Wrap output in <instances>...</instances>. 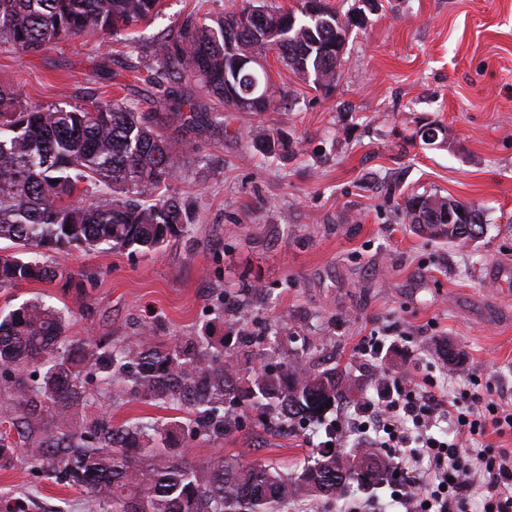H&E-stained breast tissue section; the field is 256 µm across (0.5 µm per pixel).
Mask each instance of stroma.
Instances as JSON below:
<instances>
[{
    "label": "stroma",
    "mask_w": 512,
    "mask_h": 512,
    "mask_svg": "<svg viewBox=\"0 0 512 512\" xmlns=\"http://www.w3.org/2000/svg\"><path fill=\"white\" fill-rule=\"evenodd\" d=\"M232 0H163L123 37H80L38 53L0 43V86L33 104L92 105L125 100L154 113L164 134L190 146L168 194L190 209L186 234L158 252L71 249L46 255L74 271L72 281L0 288V310L41 297L68 313L69 335L121 345L151 326L156 343L231 335L246 313L252 331L278 324L289 339L245 364L244 375L303 352L314 369L338 368L358 384L359 402L377 397L381 374L446 381L441 356L452 344L471 373L512 395V0H373L352 28L330 94L316 92L275 55L266 66L286 94L275 112L225 111L220 127L172 120L144 76L157 42L189 13L216 18ZM442 125L428 146L415 131ZM274 133L287 146L268 157L251 138ZM439 194L480 209L484 234L474 244L415 233L407 197ZM385 344L379 357L371 337ZM87 414L113 423L161 425L172 405L129 399L84 378ZM327 412L322 426L265 429L246 411L227 436L187 440L199 462L235 457L282 472L300 470L326 441V425L353 412ZM374 495L379 512H400L391 487H354L326 504L305 497L284 512H345ZM14 512H101L80 489L47 480L16 452L0 469V506Z\"/></svg>",
    "instance_id": "stroma-1"
}]
</instances>
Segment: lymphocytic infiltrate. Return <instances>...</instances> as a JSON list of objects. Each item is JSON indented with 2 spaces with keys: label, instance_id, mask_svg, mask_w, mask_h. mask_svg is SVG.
<instances>
[{
  "label": "lymphocytic infiltrate",
  "instance_id": "obj_1",
  "mask_svg": "<svg viewBox=\"0 0 512 512\" xmlns=\"http://www.w3.org/2000/svg\"><path fill=\"white\" fill-rule=\"evenodd\" d=\"M454 424L452 437H436L438 419ZM363 435L376 448L398 449L401 477L395 488L404 512H463L474 490L485 495L484 512H512V448H484L465 462L462 450L475 437L512 434V399L476 392L456 398L435 384L385 379L379 399L357 407L337 439Z\"/></svg>",
  "mask_w": 512,
  "mask_h": 512
}]
</instances>
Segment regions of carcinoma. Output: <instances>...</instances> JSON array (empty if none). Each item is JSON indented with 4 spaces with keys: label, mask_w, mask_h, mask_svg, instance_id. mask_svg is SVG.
Here are the masks:
<instances>
[{
    "label": "carcinoma",
    "mask_w": 512,
    "mask_h": 512,
    "mask_svg": "<svg viewBox=\"0 0 512 512\" xmlns=\"http://www.w3.org/2000/svg\"><path fill=\"white\" fill-rule=\"evenodd\" d=\"M160 7L161 0H0V40L36 53L64 39L117 35ZM258 8L266 30L256 33ZM349 24L326 0H300L295 10L239 0L213 24L188 16L176 34L161 39L146 82L162 89L164 109L187 126H220L224 114L215 106L240 111L253 86L264 98L263 111L275 112L284 93L268 71L255 74L256 59L272 51L327 93L343 64L336 48ZM188 153L156 131L153 113L120 99L90 107L40 105L1 87L0 240L29 247L34 257L1 253L0 286L74 278L66 268L42 264L44 251L118 246L147 252L185 232L184 204L154 192ZM446 205L444 196H417L406 201L405 215L430 239L454 243L484 233L473 207L468 224L435 221ZM66 330L65 314L41 300L0 314V419L12 424L26 457L46 478L82 489L102 512H280L299 496L332 502L353 485L373 488L394 474L391 455L368 446L350 456L323 448L292 474L235 458L201 464L176 447L180 431L191 438L231 434L246 409L270 429H304L323 422L326 403L353 399L357 383L350 375L313 370L296 353L241 377L253 349L279 341L277 325L263 333L240 329L234 344L223 341L216 353L209 334L161 347L146 325L138 340L114 346L104 337L70 339ZM35 365L42 375L31 385L25 372ZM86 371L106 384L118 381L134 399L183 406L187 422L114 425L107 416L81 418ZM357 458L368 462L365 471L347 468Z\"/></svg>",
    "instance_id": "1"
}]
</instances>
